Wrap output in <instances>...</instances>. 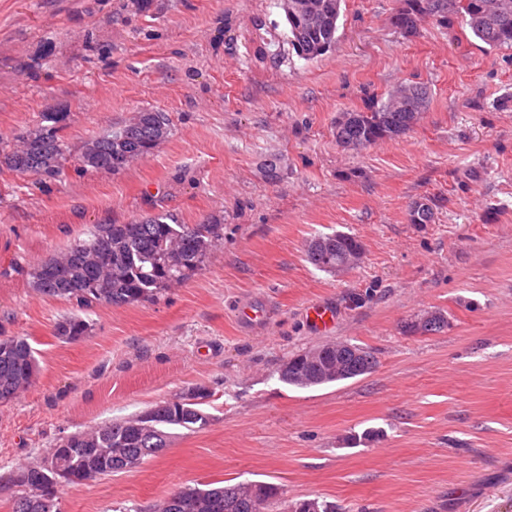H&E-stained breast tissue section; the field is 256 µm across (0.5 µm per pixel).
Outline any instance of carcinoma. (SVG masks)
Listing matches in <instances>:
<instances>
[{
	"mask_svg": "<svg viewBox=\"0 0 512 512\" xmlns=\"http://www.w3.org/2000/svg\"><path fill=\"white\" fill-rule=\"evenodd\" d=\"M342 0H290L293 18L286 19L288 41L298 56L314 60L326 53L336 40ZM462 13L473 35L492 49L512 47V0H401L393 23L406 35L417 32L426 18L447 22L448 15ZM428 99L422 84L403 85L388 94L386 101L368 112H343L336 118V142L360 150L379 141L395 139L416 124ZM57 116L50 124L36 123L22 130L12 148L0 150V164L21 176L54 178L74 163L77 170L112 174L144 157L171 131L163 112H138L128 123L86 140L71 154ZM434 203L415 201L409 208L412 224L433 221ZM223 239V225L213 219L203 224H181L167 213L147 216L128 224H97L87 237L76 236L59 253L38 259L32 268V287L42 296L62 299L79 310L90 312L100 306L118 307L148 301L166 288L186 281L202 269ZM360 242L350 234L318 235L307 246L310 263L324 271L344 267L345 259ZM91 323L78 314L61 317L54 336L79 341L90 335ZM376 364L372 354L349 344L339 355L333 345L318 348L311 360H287L280 370L283 382L305 388L352 379L370 372ZM39 363L26 336H0V404L20 396L37 378ZM208 394L200 389L164 402L158 412L153 405L139 414L108 420L86 431L59 439L68 448V475L87 481L125 472L131 460L142 464L168 446L170 429L202 430L209 416L199 409ZM46 456L10 474L16 488L13 500L26 495L24 512H60V495L46 504L41 492ZM280 488L271 483H238L212 488H186L155 505L154 512H264L279 500ZM285 512H336L331 502L314 499L313 505L299 500L286 505Z\"/></svg>",
	"mask_w": 512,
	"mask_h": 512,
	"instance_id": "obj_1",
	"label": "carcinoma"
}]
</instances>
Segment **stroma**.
Masks as SVG:
<instances>
[{
	"instance_id": "stroma-1",
	"label": "stroma",
	"mask_w": 512,
	"mask_h": 512,
	"mask_svg": "<svg viewBox=\"0 0 512 512\" xmlns=\"http://www.w3.org/2000/svg\"><path fill=\"white\" fill-rule=\"evenodd\" d=\"M399 5L342 0L335 45L306 60L280 0H0V137L45 115L63 116L73 149L140 111L171 123L114 174L69 168L36 185L0 167V336L29 337L41 366L0 405V512L11 470L58 438L196 388L209 426L66 486L62 512H151L216 481L274 483L339 512H512V48L458 16L404 36ZM415 82L429 99L408 134L337 145L339 113ZM428 197L434 222L409 223ZM165 212L223 224L206 266L156 300L96 308L83 340L54 336L73 307L33 289L34 261L92 225ZM334 232L362 256L326 272L306 245ZM255 301L265 324L241 327ZM314 304L335 309L333 328L311 326ZM434 311L447 327L410 331ZM336 342L370 351L373 370L280 379L292 355Z\"/></svg>"
}]
</instances>
